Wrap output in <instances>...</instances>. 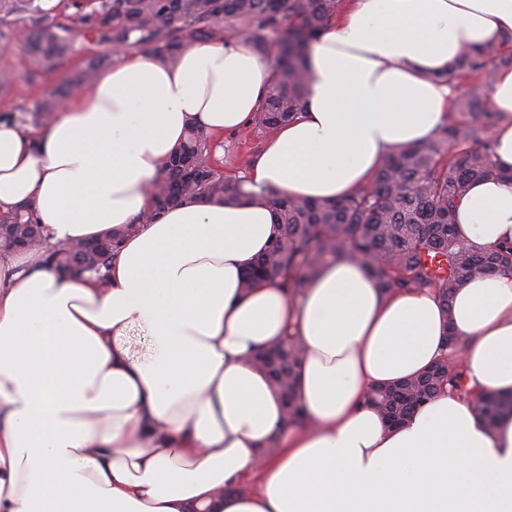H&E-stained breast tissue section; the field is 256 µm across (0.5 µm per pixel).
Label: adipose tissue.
<instances>
[{"label":"adipose tissue","mask_w":512,"mask_h":512,"mask_svg":"<svg viewBox=\"0 0 512 512\" xmlns=\"http://www.w3.org/2000/svg\"><path fill=\"white\" fill-rule=\"evenodd\" d=\"M509 32L512 0H350L311 51L303 116L247 189L367 187L395 146L449 123L442 74L462 47ZM270 75L240 38L173 65L121 57L47 127L0 122V215L35 202L51 246L133 223L187 129L248 124ZM490 102L493 160L512 169V67ZM455 220L475 249L512 241V181L472 183ZM278 233L265 204L188 201L126 237L103 285L41 248L0 257V512H512V411L490 429L444 392L389 428L366 403L444 357L452 330L470 387L512 395V275L466 281L448 311L430 288L382 293L355 261L294 301L269 282L243 290ZM136 329L153 339L143 358L125 344ZM289 329L305 353L300 425L248 361Z\"/></svg>","instance_id":"obj_1"}]
</instances>
